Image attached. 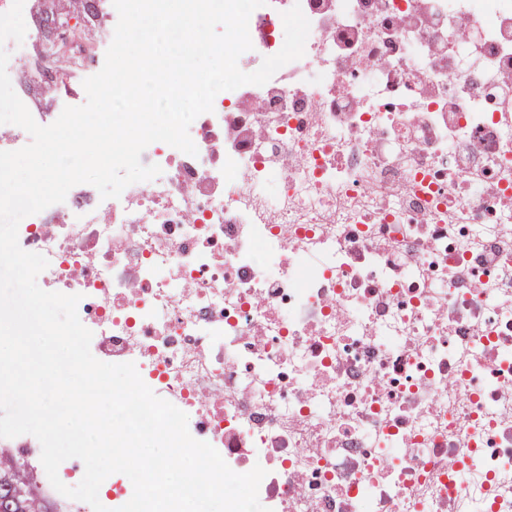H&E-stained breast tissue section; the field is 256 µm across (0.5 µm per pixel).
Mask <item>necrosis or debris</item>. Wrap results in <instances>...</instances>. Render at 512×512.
<instances>
[{"mask_svg": "<svg viewBox=\"0 0 512 512\" xmlns=\"http://www.w3.org/2000/svg\"><path fill=\"white\" fill-rule=\"evenodd\" d=\"M310 22L302 58L220 92L142 153L153 180L90 184L23 218L43 290L80 295L90 349L134 363L270 512H512V0H269L257 70ZM28 25L10 56L61 106L69 64ZM56 512L32 435L0 438Z\"/></svg>", "mask_w": 512, "mask_h": 512, "instance_id": "necrosis-or-debris-1", "label": "necrosis or debris"}]
</instances>
